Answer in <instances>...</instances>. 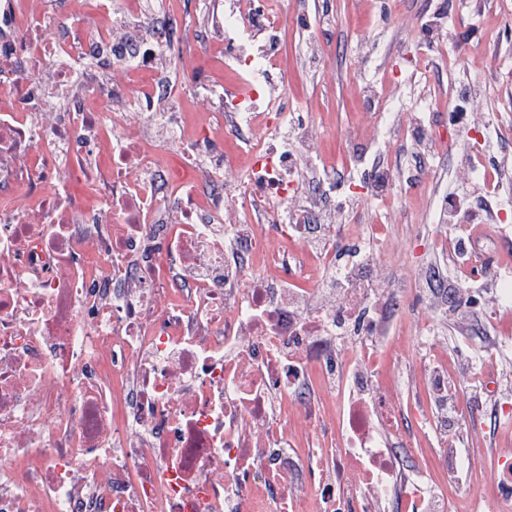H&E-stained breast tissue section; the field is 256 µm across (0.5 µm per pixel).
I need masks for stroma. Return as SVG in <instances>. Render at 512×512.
Instances as JSON below:
<instances>
[{
    "label": "stroma",
    "instance_id": "1",
    "mask_svg": "<svg viewBox=\"0 0 512 512\" xmlns=\"http://www.w3.org/2000/svg\"><path fill=\"white\" fill-rule=\"evenodd\" d=\"M512 0H286L278 23L277 63L288 80L287 97L273 98L271 116L315 122L320 150L342 160L345 140L356 136L381 144L385 161L398 177L393 193L399 210L383 213L377 199L360 204L363 219L379 215L386 224L375 273L384 281L411 287L417 273L444 252L434 237L460 235L469 211L485 202L481 179L468 174L463 157L471 142L450 136L435 159H416L394 140L380 141V129L360 98L362 85L384 81L388 105L407 126L425 118L437 132L448 131L455 86L479 80L485 85L470 102L476 123L487 128L486 161L502 171L510 188L501 199L512 203V31L488 38ZM406 339L397 352L406 374L396 405L408 409L420 397L417 376L428 343L445 350L452 361L448 378L460 414H468L474 392L489 390L498 402L512 401V349L500 361L484 364L483 321L467 316L434 320L426 296L415 294L402 311ZM429 323L434 333L422 341L417 329ZM505 422L486 409L476 426L447 438L442 427L420 433L407 426L396 438L403 462L437 467L450 444L473 450L476 471L491 474L498 453L512 450L504 438Z\"/></svg>",
    "mask_w": 512,
    "mask_h": 512
}]
</instances>
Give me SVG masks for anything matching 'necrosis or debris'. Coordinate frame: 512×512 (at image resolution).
<instances>
[{
    "mask_svg": "<svg viewBox=\"0 0 512 512\" xmlns=\"http://www.w3.org/2000/svg\"><path fill=\"white\" fill-rule=\"evenodd\" d=\"M139 13V0H68L38 16L27 0H0V512H448L452 490L472 512L466 457L424 474L391 444L400 365L373 339L402 336L406 289L339 310L360 339L343 357L288 316L286 296L314 298L329 274L359 277L350 254L363 234L313 211L283 220L297 193L331 207L336 197L330 180L290 178L304 146L263 133L274 56L249 49L235 12L219 19L217 45L207 32L184 39L166 6L128 49L113 46L117 20ZM166 48L236 82L214 90V120L183 112L175 135L128 134L110 98L179 106L194 86V72L162 82L143 63ZM93 56L121 74L44 122L41 74ZM217 141L236 149L205 171L190 165ZM171 209L182 223L163 221ZM476 243L445 250L465 280L512 304V280L477 264ZM362 373L365 404L346 397ZM351 468L361 486L344 482Z\"/></svg>",
    "mask_w": 512,
    "mask_h": 512,
    "instance_id": "obj_1",
    "label": "necrosis or debris"
}]
</instances>
